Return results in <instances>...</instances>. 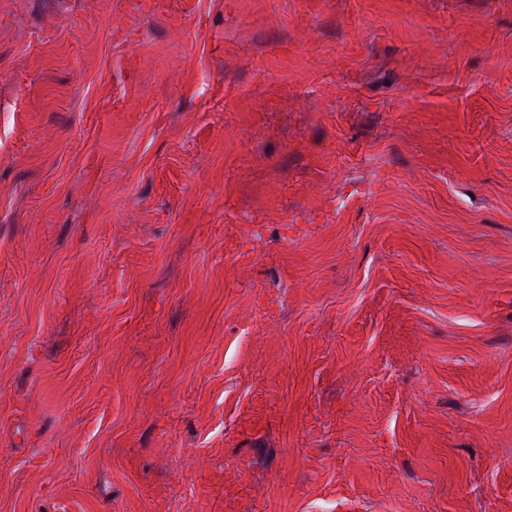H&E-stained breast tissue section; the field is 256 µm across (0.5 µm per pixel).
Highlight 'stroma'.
<instances>
[{"mask_svg": "<svg viewBox=\"0 0 512 512\" xmlns=\"http://www.w3.org/2000/svg\"><path fill=\"white\" fill-rule=\"evenodd\" d=\"M0 512H512V0H0Z\"/></svg>", "mask_w": 512, "mask_h": 512, "instance_id": "1", "label": "stroma"}]
</instances>
